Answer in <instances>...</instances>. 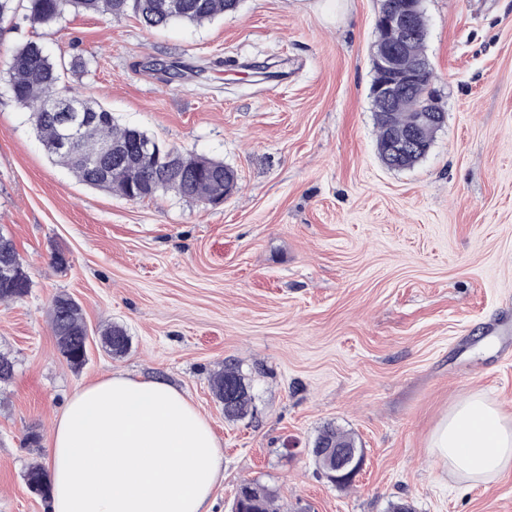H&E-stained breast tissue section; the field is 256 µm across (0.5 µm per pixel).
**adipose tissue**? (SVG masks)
<instances>
[{
	"mask_svg": "<svg viewBox=\"0 0 512 512\" xmlns=\"http://www.w3.org/2000/svg\"><path fill=\"white\" fill-rule=\"evenodd\" d=\"M430 446L464 481L512 470V421L477 394L461 399ZM53 512H210L224 465L192 400L156 379L112 374L76 390L50 448Z\"/></svg>",
	"mask_w": 512,
	"mask_h": 512,
	"instance_id": "1",
	"label": "adipose tissue"
}]
</instances>
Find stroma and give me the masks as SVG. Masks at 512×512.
I'll return each mask as SVG.
<instances>
[{
    "label": "stroma",
    "instance_id": "stroma-1",
    "mask_svg": "<svg viewBox=\"0 0 512 512\" xmlns=\"http://www.w3.org/2000/svg\"><path fill=\"white\" fill-rule=\"evenodd\" d=\"M380 0H240L202 25L67 11L0 21V228L33 281L0 304V512H51L24 474L48 466L54 418L111 373L188 393L224 454L211 512L258 480L280 512H512V472L467 488L429 447L460 398L512 416V0H424L426 53L446 112L429 155L386 168L370 88ZM41 43L60 89L123 125L237 174L218 206L132 202L45 153L7 91L11 51ZM85 67L71 68L75 58ZM68 265L53 267V253ZM67 293L87 360L59 354L50 307ZM125 328L112 355L101 334ZM239 363L254 413L224 416L210 380ZM335 424L364 450L352 485L315 474ZM38 434L31 444L29 434ZM102 337L105 345L113 355H124L128 351L129 337L122 326L115 324L106 328Z\"/></svg>",
    "mask_w": 512,
    "mask_h": 512
}]
</instances>
